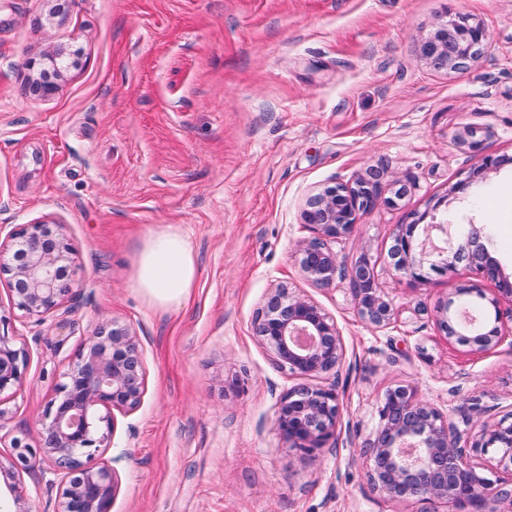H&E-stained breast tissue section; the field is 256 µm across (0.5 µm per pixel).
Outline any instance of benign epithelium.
<instances>
[{"mask_svg": "<svg viewBox=\"0 0 512 512\" xmlns=\"http://www.w3.org/2000/svg\"><path fill=\"white\" fill-rule=\"evenodd\" d=\"M488 47L484 25L466 17L438 27L422 44V56L436 69L462 70ZM381 174L346 184L334 183L314 191L301 212L302 224L313 237L297 250L298 263L316 286H328L339 271L331 243L349 235L357 216L373 207L380 193ZM399 224L392 236L389 258L405 278L418 282L428 272L446 273L463 265L479 279L495 284L486 298L473 283L458 289L437 309L438 329L448 341L473 354L495 350L505 339L500 300L512 302V276L503 272L486 242L482 224L464 225V233L448 225ZM72 248L59 224H26L0 241V276H8L14 305L29 316L42 317L64 308L72 291L66 278ZM359 317L373 328L393 323L394 310L377 286L374 267L363 258L344 269ZM253 327L258 341L278 364L294 375L317 378L337 372L345 350L336 322L314 301L285 286L271 291L258 310ZM29 347L0 332V429L8 411L5 395L23 385ZM58 395L45 411L41 445L31 451L15 438V455L0 460V478L19 503L20 473L47 467L61 474L56 512H110L118 478L96 462L100 449L112 442L115 413L137 409L145 391V366L136 334L114 321L98 328L77 362L64 373ZM342 408L334 386L301 384L280 398L275 428L288 447L313 456L338 438ZM379 422L364 448L373 490L391 500L418 499L450 503L462 512H489L490 501L512 502V415L484 423L472 432L473 420L454 421L421 399L411 385L388 389L378 408Z\"/></svg>", "mask_w": 512, "mask_h": 512, "instance_id": "benign-epithelium-1", "label": "benign epithelium"}]
</instances>
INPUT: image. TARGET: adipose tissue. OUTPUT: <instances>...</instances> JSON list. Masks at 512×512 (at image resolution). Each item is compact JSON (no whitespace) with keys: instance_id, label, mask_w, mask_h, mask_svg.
Here are the masks:
<instances>
[{"instance_id":"adipose-tissue-1","label":"adipose tissue","mask_w":512,"mask_h":512,"mask_svg":"<svg viewBox=\"0 0 512 512\" xmlns=\"http://www.w3.org/2000/svg\"><path fill=\"white\" fill-rule=\"evenodd\" d=\"M198 266L187 237L169 228L151 232L137 250L132 286L151 307L172 309L190 297Z\"/></svg>"}]
</instances>
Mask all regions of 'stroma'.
Segmentation results:
<instances>
[{
  "mask_svg": "<svg viewBox=\"0 0 512 512\" xmlns=\"http://www.w3.org/2000/svg\"><path fill=\"white\" fill-rule=\"evenodd\" d=\"M452 15L481 22L489 44L446 72L420 47ZM54 54L56 91L32 93L27 61L47 69ZM469 129L480 150L462 143ZM486 154L502 166L482 169ZM372 168L382 199L335 250L373 265L396 311L385 329L358 317L348 281L313 285L296 261L308 196ZM397 180L408 193L392 207ZM511 187L512 0H0V234L56 222L73 248V292L44 323L0 282V329L30 343L0 457L15 438L38 447L64 373L115 320L138 335L146 389L98 453L119 481L110 512H448L373 492L363 444L401 383L453 417L478 402L477 424L511 414L512 344L474 355L449 342L437 306L474 274L414 283L388 251L396 225L475 222L512 273ZM164 226L199 269L169 310L132 286L138 243ZM280 285L317 302L345 348L319 379L337 387L342 434L314 460L275 428L303 379L253 330ZM54 479L22 473L32 512H54Z\"/></svg>",
  "mask_w": 512,
  "mask_h": 512,
  "instance_id": "stroma-1",
  "label": "stroma"
}]
</instances>
